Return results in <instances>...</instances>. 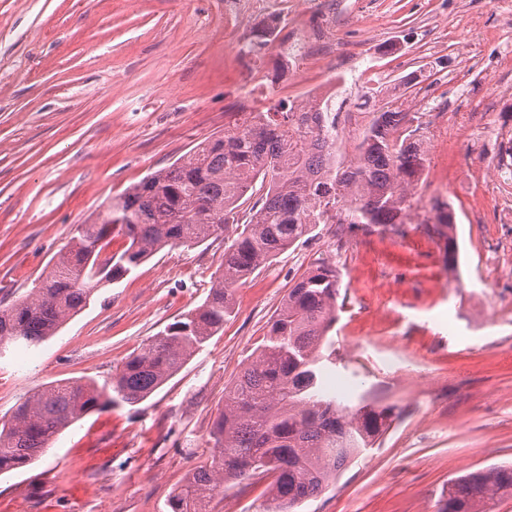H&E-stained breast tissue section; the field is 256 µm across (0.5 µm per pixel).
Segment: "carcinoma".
<instances>
[{
  "instance_id": "1",
  "label": "carcinoma",
  "mask_w": 512,
  "mask_h": 512,
  "mask_svg": "<svg viewBox=\"0 0 512 512\" xmlns=\"http://www.w3.org/2000/svg\"><path fill=\"white\" fill-rule=\"evenodd\" d=\"M425 113L388 102L364 113L354 155H339V126L357 121L279 101L254 121L231 122L113 199L87 224L28 294L0 310L6 345L38 347L81 312L101 288L130 275L170 245L195 246L224 236V265L205 301L165 326L103 380L52 383L18 404L0 425V474L25 467L49 441L91 412L137 405L176 375L224 328L238 287L321 224L407 223L428 163ZM422 223L445 239L448 266L458 258L452 205L435 201ZM122 236L121 252L108 250ZM336 262L314 264L268 323L263 344L224 387V409L209 432L213 452L174 490L171 512H206L224 485L269 480L262 512H296L336 480L399 417L396 407L361 400L344 405L326 394L320 362L340 308ZM512 496V466L461 476L442 494V512H491Z\"/></svg>"
}]
</instances>
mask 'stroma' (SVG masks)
Instances as JSON below:
<instances>
[{
	"mask_svg": "<svg viewBox=\"0 0 512 512\" xmlns=\"http://www.w3.org/2000/svg\"><path fill=\"white\" fill-rule=\"evenodd\" d=\"M267 18L291 42L317 30L332 53L297 57L282 76L274 44L239 48ZM511 29L502 0H0V309L49 271L77 224L222 134L242 102H299L318 86L345 112L402 102L428 113L433 132L489 102L493 124L512 130V74L499 63ZM497 152L488 135L462 129L449 152L429 153L419 211L437 199L453 206L456 267L420 224L344 238L320 225L237 288L223 330L146 401L85 416L34 464L1 474L0 512H75L98 489L112 512H168L171 492L211 453L225 386L322 258L335 261L343 300L326 389L401 417L298 512H438L451 480L512 465V308L497 305L512 274L482 268L502 233ZM223 262L220 239L165 248L37 349L9 347L0 420L47 383L112 374L203 303ZM76 469L90 479H71ZM265 488L225 486L209 512H259Z\"/></svg>",
	"mask_w": 512,
	"mask_h": 512,
	"instance_id": "1",
	"label": "stroma"
}]
</instances>
